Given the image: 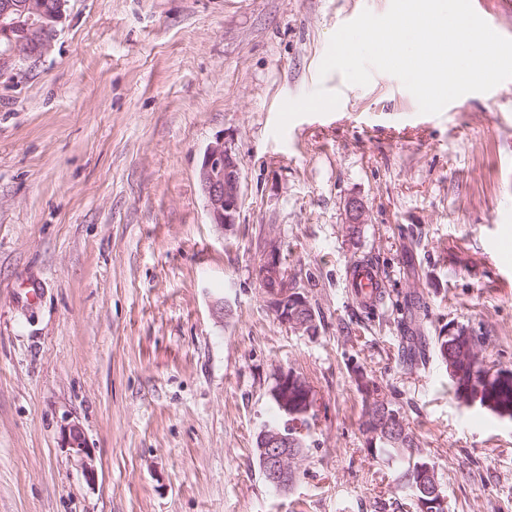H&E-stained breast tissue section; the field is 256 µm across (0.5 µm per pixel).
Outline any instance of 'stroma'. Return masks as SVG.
Masks as SVG:
<instances>
[{
	"mask_svg": "<svg viewBox=\"0 0 512 512\" xmlns=\"http://www.w3.org/2000/svg\"><path fill=\"white\" fill-rule=\"evenodd\" d=\"M389 7L69 0L47 55L0 78V512H407L367 451L360 372L435 461L448 512H512V419L399 352L457 324L512 370V80L425 115L390 74L320 76L331 35ZM220 137L242 193L222 230L198 182ZM271 240L315 336L267 306ZM362 260L384 281L373 307L348 284ZM279 369L316 399L281 493L255 456ZM64 438L67 447L71 448L73 455L77 458L81 474L87 481L93 482L97 476V470L94 457L86 446L82 429L76 424H71L65 428Z\"/></svg>",
	"mask_w": 512,
	"mask_h": 512,
	"instance_id": "obj_1",
	"label": "stroma"
}]
</instances>
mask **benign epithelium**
<instances>
[{
	"instance_id": "1",
	"label": "benign epithelium",
	"mask_w": 512,
	"mask_h": 512,
	"mask_svg": "<svg viewBox=\"0 0 512 512\" xmlns=\"http://www.w3.org/2000/svg\"><path fill=\"white\" fill-rule=\"evenodd\" d=\"M67 3L68 0H0V40L7 43V50L0 53V76L10 72L18 60H37L50 50ZM198 181L210 223L221 230L237 223L241 208L240 160L224 140L218 139L206 148L198 169ZM257 273L268 306L279 324L295 332H305L312 314L310 304L302 293L289 287L288 273L282 267L275 243L267 244ZM448 334L464 340L476 361H481L479 345L473 342L467 328L451 325ZM388 417V405L371 407L367 416L370 435L399 438V429L391 426ZM64 438L77 458L83 477L94 481L97 470L82 429L71 424L65 428ZM259 442L267 482L280 491L288 490L300 458L288 444V432L266 427L260 433ZM420 488L424 497L415 499L419 512H446V499L438 496L432 468H426Z\"/></svg>"
}]
</instances>
